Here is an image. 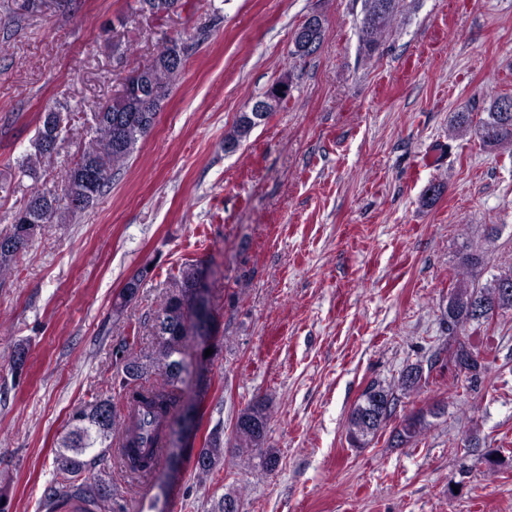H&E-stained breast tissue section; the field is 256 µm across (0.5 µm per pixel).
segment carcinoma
Returning a JSON list of instances; mask_svg holds the SVG:
<instances>
[{
	"instance_id": "obj_1",
	"label": "carcinoma",
	"mask_w": 512,
	"mask_h": 512,
	"mask_svg": "<svg viewBox=\"0 0 512 512\" xmlns=\"http://www.w3.org/2000/svg\"><path fill=\"white\" fill-rule=\"evenodd\" d=\"M399 8L400 0H363L358 34L366 52L378 47ZM181 43L183 40L178 38L162 44L153 56L155 64L145 66L146 92L99 107L91 114L89 140L79 158L64 168L52 185L34 187L26 205L16 211L25 217L24 223L13 224L9 232L0 234V241L16 244L11 254L0 252L1 277L10 272L19 253L43 233L46 225L67 223L69 218L94 207L105 194L114 169L130 159L138 142L153 128L162 103L181 76L184 60L166 63ZM64 121L61 112L51 109L44 113L42 125L19 166L22 175L35 181L41 178L42 164L58 152L51 142L58 143L63 138ZM257 125L251 112L240 113L224 135V143L240 146ZM473 125L478 127L485 146L511 148L512 97H493L477 114L467 108L454 113L448 136L453 137ZM486 260L487 251L468 244L461 246L448 305L443 310L448 331L457 335V346L452 352L456 377L463 378L470 389L483 383L487 373V362L471 343L472 335L494 315L512 309V294L507 297L502 294V288L512 289V266L482 285L479 275ZM199 272L198 264L186 263L173 277L166 300L152 320L151 351L134 352L126 338L113 350L120 402H114L109 395L77 407L69 414L68 432L55 459L56 476L45 487L41 498L44 512H66L74 501L80 503L79 512H101L105 503L116 500L112 484L99 476H85L98 460L96 449L112 447L115 439L120 442L121 454L133 480L148 482L161 464L178 463V456L172 453L158 457L156 448L175 444L186 423L191 422L197 428L201 421L197 407L180 404L179 387L186 371L182 355L189 341L201 335L204 324L215 321L210 305L198 307L193 302L189 282ZM477 303L485 304L491 314L482 320L477 318L474 315ZM154 373L162 380L145 384V379ZM425 380L423 367L412 364L400 372L395 389L376 382L369 384L346 420L350 445L354 448L369 445L395 416L399 402L396 390L417 391ZM438 413L437 409H429L405 416L392 431V438L399 443L417 440L432 425L430 418ZM268 423L265 399L252 400L235 418L232 449L238 456L255 460L257 466L271 470L278 464V457L273 449L266 447ZM225 451L224 428L219 421L209 431L200 450L206 462L196 469L203 475L213 473L224 462ZM211 512H240V504L236 496L227 493L213 503Z\"/></svg>"
}]
</instances>
